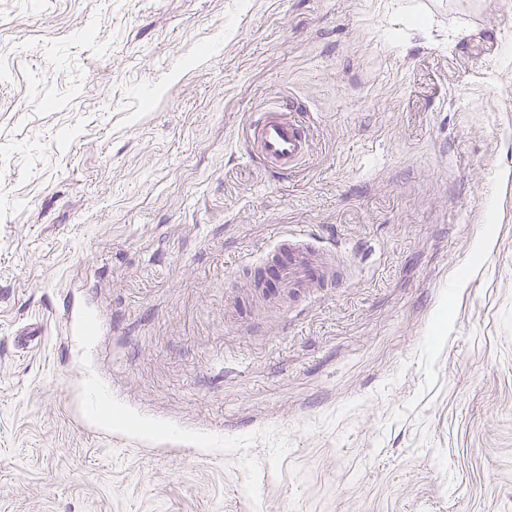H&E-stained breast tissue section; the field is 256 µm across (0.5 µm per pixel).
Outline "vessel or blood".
<instances>
[{
  "label": "vessel or blood",
  "instance_id": "vessel-or-blood-1",
  "mask_svg": "<svg viewBox=\"0 0 512 512\" xmlns=\"http://www.w3.org/2000/svg\"><path fill=\"white\" fill-rule=\"evenodd\" d=\"M249 138L253 153L280 174L301 168L311 151L307 127L276 104L251 122ZM269 266L280 287L294 292L327 285L332 271L330 264L316 260L310 236L301 231L281 233Z\"/></svg>",
  "mask_w": 512,
  "mask_h": 512
}]
</instances>
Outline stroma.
Returning a JSON list of instances; mask_svg holds the SVG:
<instances>
[{
	"label": "stroma",
	"instance_id": "obj_1",
	"mask_svg": "<svg viewBox=\"0 0 512 512\" xmlns=\"http://www.w3.org/2000/svg\"><path fill=\"white\" fill-rule=\"evenodd\" d=\"M0 512H512V0H0ZM260 112L249 128L253 153L270 170L279 174L301 168L311 151L307 127L277 104L269 105ZM311 237L304 232H284L279 236L269 267L275 271L280 288H322L328 285L331 263H320L314 257Z\"/></svg>",
	"mask_w": 512,
	"mask_h": 512
}]
</instances>
